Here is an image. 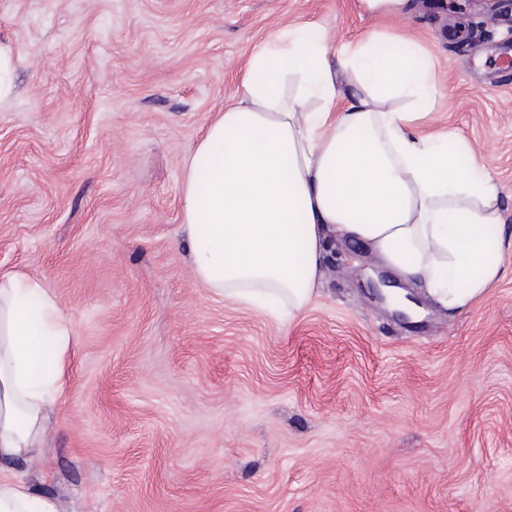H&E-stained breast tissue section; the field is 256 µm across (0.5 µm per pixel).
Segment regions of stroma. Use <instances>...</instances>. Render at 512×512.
Segmentation results:
<instances>
[{"label": "stroma", "mask_w": 512, "mask_h": 512, "mask_svg": "<svg viewBox=\"0 0 512 512\" xmlns=\"http://www.w3.org/2000/svg\"><path fill=\"white\" fill-rule=\"evenodd\" d=\"M332 47L405 33L438 62L420 133L454 128L500 185L512 241V22L458 0H0V271L71 315L67 398L23 471L69 512H512V257L461 310L367 293L381 262L332 238L282 325L198 284L184 164L277 30Z\"/></svg>", "instance_id": "1"}]
</instances>
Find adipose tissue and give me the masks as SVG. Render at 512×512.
Here are the masks:
<instances>
[{"label":"adipose tissue","mask_w":512,"mask_h":512,"mask_svg":"<svg viewBox=\"0 0 512 512\" xmlns=\"http://www.w3.org/2000/svg\"><path fill=\"white\" fill-rule=\"evenodd\" d=\"M288 26L256 49L233 101L185 163L182 246L212 294L292 323L329 234L457 310L502 273L500 190L457 130H410L436 100L432 57L404 38L330 52ZM76 344L35 277L0 273V512H64L20 467L48 448Z\"/></svg>","instance_id":"adipose-tissue-1"}]
</instances>
